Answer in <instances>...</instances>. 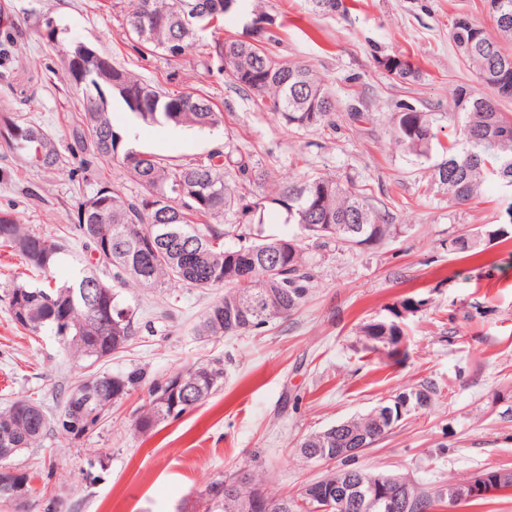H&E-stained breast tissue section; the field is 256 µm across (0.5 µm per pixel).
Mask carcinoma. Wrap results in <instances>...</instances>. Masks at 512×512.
<instances>
[{"label": "carcinoma", "instance_id": "obj_1", "mask_svg": "<svg viewBox=\"0 0 512 512\" xmlns=\"http://www.w3.org/2000/svg\"><path fill=\"white\" fill-rule=\"evenodd\" d=\"M249 0H130L127 16L129 35L150 50H159L171 61L199 46L210 32L208 55L220 63L238 89L253 105L264 107L286 126L309 130L331 124L336 98L307 65L282 61L269 53L265 43L275 40L273 31L257 30L252 42L224 39L215 21L231 11L246 9ZM497 36L467 15L450 32V40L475 71L480 89L459 86L454 92L458 137L448 146L437 138L434 119L428 112L411 107L396 114L392 128L395 144L418 159L445 157L432 165L430 186L448 193L462 204L476 197L489 181L512 189V113L501 109V101L512 100V0H487ZM178 46L179 53L168 48ZM400 79L416 77L412 63L400 56L379 61ZM112 71L143 94L144 111H135L130 101L104 82L90 65L84 72L64 73L72 95L92 104L99 112L80 114L69 148L77 169L95 172L103 164L118 161L134 178L138 191L127 196L116 185L100 181L89 196L77 204L71 234L83 250L95 255L94 268H81L75 277L54 288H31L14 284L4 289L11 320L32 336L51 332L75 357L95 364L121 351L138 330V310L120 297V289L187 286L224 289L197 326L200 336L259 333L277 319H286L304 306L313 288L316 254L339 243L348 248L381 241L393 234L389 211L373 203L353 181L332 175L293 178L270 197L256 195L252 184L262 179L250 154L232 158L217 148L206 158L189 162L169 161L134 148H121L122 137L113 126L108 100L119 98L129 112L157 125H184L212 129L222 113L198 92H165L143 81L129 69L112 63ZM4 147L20 151L37 147L42 165L60 167L63 156L45 130L34 122L9 125ZM286 214L288 232L262 235L266 204ZM233 217L236 243L224 241V216ZM354 224L363 228L356 232ZM505 235L486 227L449 241L452 251L468 257L482 253L484 241ZM0 246L19 256L25 266L42 272L54 265L64 248L52 238L16 222L12 213L0 210ZM278 254L274 269L265 266V254ZM399 320H373L360 326V336L372 350L392 359L404 355L400 339L405 336ZM144 372H94L66 394L63 411L56 421L47 418L41 405L29 399L14 401L0 412V455L17 456L35 448L51 424L79 438L98 426L112 404L138 390ZM224 383V365L219 361L180 370L164 380L150 383L147 398L132 422L135 431L146 434L159 424L174 420L209 398ZM394 426L368 415L350 420L348 430L324 435L321 453L337 448H369ZM241 471L223 474L199 493L202 512H224V484ZM40 473H21L0 485V502H10L14 491L31 487ZM351 477L363 484L360 491L379 482L381 475L357 468H342L314 481L315 489H328ZM445 502L442 492L430 496L419 492L410 512H429L434 503Z\"/></svg>", "mask_w": 512, "mask_h": 512}]
</instances>
